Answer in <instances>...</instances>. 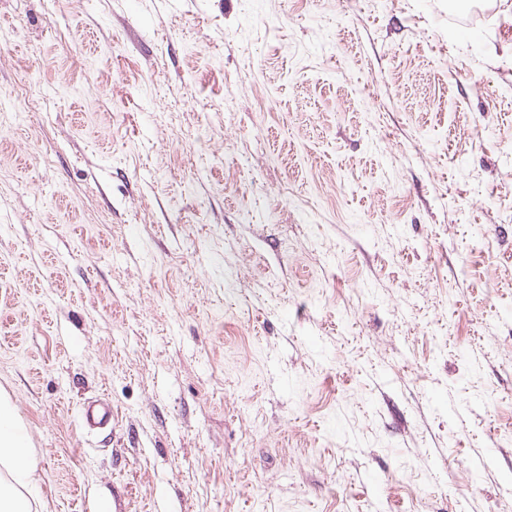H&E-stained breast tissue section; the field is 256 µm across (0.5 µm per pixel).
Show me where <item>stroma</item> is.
I'll use <instances>...</instances> for the list:
<instances>
[{"label":"stroma","instance_id":"stroma-1","mask_svg":"<svg viewBox=\"0 0 512 512\" xmlns=\"http://www.w3.org/2000/svg\"><path fill=\"white\" fill-rule=\"evenodd\" d=\"M473 3L0 0L32 512H512V0ZM80 423L89 432L109 426L112 424V404L103 398L87 401L81 407Z\"/></svg>","mask_w":512,"mask_h":512}]
</instances>
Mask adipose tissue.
Segmentation results:
<instances>
[{
    "label": "adipose tissue",
    "mask_w": 512,
    "mask_h": 512,
    "mask_svg": "<svg viewBox=\"0 0 512 512\" xmlns=\"http://www.w3.org/2000/svg\"><path fill=\"white\" fill-rule=\"evenodd\" d=\"M0 464L11 482L0 480V512H30L28 501L17 492V485L36 482V468L27 451V436L19 427L11 405L0 400Z\"/></svg>",
    "instance_id": "adipose-tissue-1"
}]
</instances>
